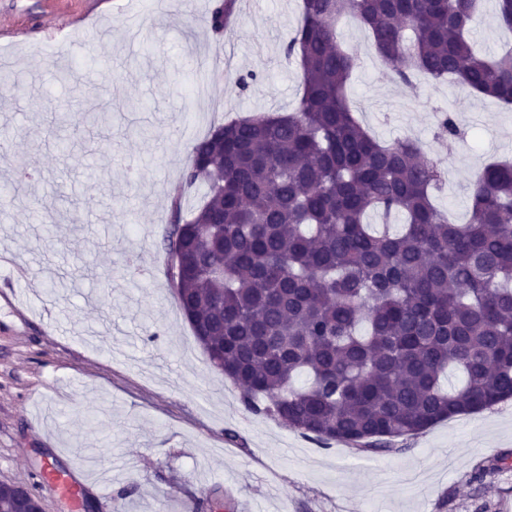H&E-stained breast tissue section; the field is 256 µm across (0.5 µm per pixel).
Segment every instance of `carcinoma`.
Segmentation results:
<instances>
[{
	"label": "carcinoma",
	"mask_w": 512,
	"mask_h": 512,
	"mask_svg": "<svg viewBox=\"0 0 512 512\" xmlns=\"http://www.w3.org/2000/svg\"><path fill=\"white\" fill-rule=\"evenodd\" d=\"M482 0H302L286 45L302 92L292 111L214 127L189 151L163 237L173 297L244 409L367 456L512 398V162L485 166L469 217L433 203L444 172L413 138L386 143L347 95L349 16L396 79H451L512 108V49L469 39ZM512 31V0H496ZM236 0L210 26L227 31ZM112 114H58L62 127ZM205 187L182 215L184 194ZM402 219L377 232L366 217Z\"/></svg>",
	"instance_id": "cac0c4a2"
}]
</instances>
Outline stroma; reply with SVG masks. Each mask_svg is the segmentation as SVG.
<instances>
[{
  "label": "stroma",
  "instance_id": "35a3bbf8",
  "mask_svg": "<svg viewBox=\"0 0 512 512\" xmlns=\"http://www.w3.org/2000/svg\"><path fill=\"white\" fill-rule=\"evenodd\" d=\"M215 0H0V182L19 160L38 175L0 217V480L26 487L44 461L82 493L35 488L44 512H512V399L404 438L385 458L323 448L283 423L247 413L212 368L171 292L162 238L171 191L191 144L252 112L291 110L301 71L284 53L301 0H240L232 29L210 28ZM483 0L472 32L497 54L512 32ZM357 56L348 93L377 139H419L445 167L436 203L465 220L473 182L494 158L512 159V110L448 83L391 79L367 34L338 26ZM109 67H57L88 56ZM254 73L247 88L238 76ZM70 111L111 110L106 128L54 123ZM452 113L464 140L436 139ZM96 162L98 178L86 176ZM64 223L42 239L30 208ZM71 286L50 296L51 279ZM112 427L102 446L89 412ZM236 439H229V432Z\"/></svg>",
  "mask_w": 512,
  "mask_h": 512
}]
</instances>
